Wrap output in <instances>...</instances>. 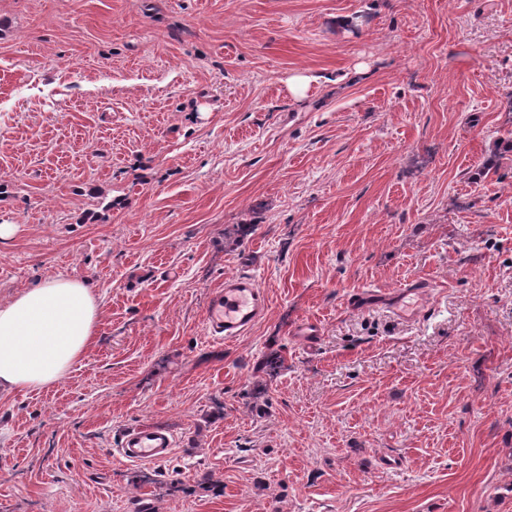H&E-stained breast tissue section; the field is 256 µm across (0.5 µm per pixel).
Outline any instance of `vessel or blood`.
<instances>
[{"mask_svg": "<svg viewBox=\"0 0 512 512\" xmlns=\"http://www.w3.org/2000/svg\"><path fill=\"white\" fill-rule=\"evenodd\" d=\"M267 309L264 292L247 275L225 278L223 288L211 295L207 324L212 335L233 340L246 333ZM176 446L175 436L163 427H133L122 432L116 455L131 463H158L168 459Z\"/></svg>", "mask_w": 512, "mask_h": 512, "instance_id": "vessel-or-blood-1", "label": "vessel or blood"}]
</instances>
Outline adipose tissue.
Masks as SVG:
<instances>
[{
	"instance_id": "obj_1",
	"label": "adipose tissue",
	"mask_w": 512,
	"mask_h": 512,
	"mask_svg": "<svg viewBox=\"0 0 512 512\" xmlns=\"http://www.w3.org/2000/svg\"><path fill=\"white\" fill-rule=\"evenodd\" d=\"M101 305L86 279L52 276L0 303V392L56 383L86 353Z\"/></svg>"
}]
</instances>
